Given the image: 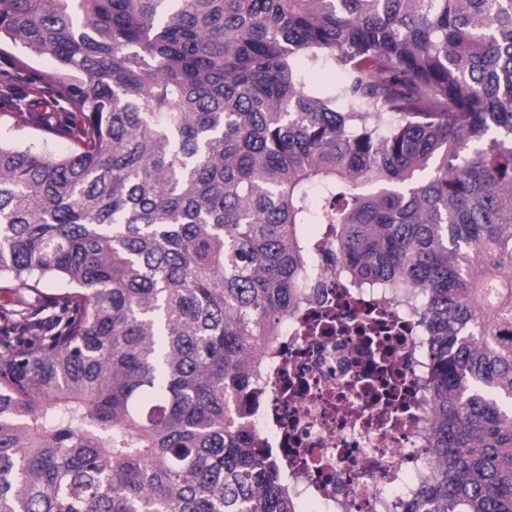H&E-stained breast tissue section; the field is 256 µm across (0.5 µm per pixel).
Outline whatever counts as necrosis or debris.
I'll return each instance as SVG.
<instances>
[{"mask_svg": "<svg viewBox=\"0 0 512 512\" xmlns=\"http://www.w3.org/2000/svg\"><path fill=\"white\" fill-rule=\"evenodd\" d=\"M333 251L267 356L254 423L297 507L404 512L433 459L424 338L407 292L346 287Z\"/></svg>", "mask_w": 512, "mask_h": 512, "instance_id": "necrosis-or-debris-1", "label": "necrosis or debris"}]
</instances>
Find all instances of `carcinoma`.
<instances>
[{
	"label": "carcinoma",
	"instance_id": "cac0c4a2",
	"mask_svg": "<svg viewBox=\"0 0 512 512\" xmlns=\"http://www.w3.org/2000/svg\"><path fill=\"white\" fill-rule=\"evenodd\" d=\"M65 157L0 142V512H295L234 400L313 287L415 288L434 476L512 512V0H0ZM342 81L312 85L304 66ZM21 294H26L23 288H16L15 283L11 281H0V311L3 315L4 312L8 313L10 320H18L17 300Z\"/></svg>",
	"mask_w": 512,
	"mask_h": 512
}]
</instances>
